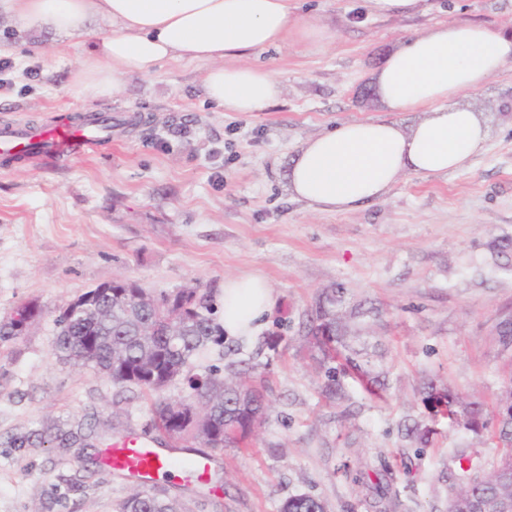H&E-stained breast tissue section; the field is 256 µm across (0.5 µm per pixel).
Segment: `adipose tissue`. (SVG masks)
I'll return each mask as SVG.
<instances>
[{
    "mask_svg": "<svg viewBox=\"0 0 512 512\" xmlns=\"http://www.w3.org/2000/svg\"><path fill=\"white\" fill-rule=\"evenodd\" d=\"M108 25L73 75L71 94L116 97L128 78L169 61L205 63L206 98L227 112H259L284 86L244 54L295 38L319 50L330 39L318 15L295 17L291 0H0V18L25 33L77 37L92 18ZM512 64V28L448 22L408 38L385 58L376 91L394 112H423L410 127L346 122L308 138L292 161L288 188L319 212H349L382 199L408 173L466 169L488 132L477 112L456 105ZM273 301L258 277L224 282V331L251 333Z\"/></svg>",
    "mask_w": 512,
    "mask_h": 512,
    "instance_id": "obj_1",
    "label": "adipose tissue"
}]
</instances>
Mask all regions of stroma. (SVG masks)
Listing matches in <instances>:
<instances>
[{"mask_svg": "<svg viewBox=\"0 0 512 512\" xmlns=\"http://www.w3.org/2000/svg\"><path fill=\"white\" fill-rule=\"evenodd\" d=\"M320 15L332 40L320 51L286 41L247 62L285 86L264 111L226 112L206 100V64L170 61L127 80L112 99L124 121L111 144L50 167L0 160V319L26 301L43 309L18 340L0 343V512H120L136 482L86 474L97 448L129 431L155 434L151 401L54 351L59 310L93 286L134 280L151 291L195 286L224 320V280L262 276L273 303L257 331L228 337L197 359L225 369L252 359L270 408L246 445L216 453L210 474L175 471L152 490L181 512H279L290 496L327 512H373L362 486L389 469L397 512H448L465 467L486 471L507 448L496 424L512 381V65L458 105L488 129L470 166L445 176L409 173L377 201L346 213L296 200L287 172L303 142L366 119L408 126L416 112L368 98L387 53L448 21L512 25V0H419L379 16L364 0H294ZM33 37L0 24V127L39 126L95 112L68 91L103 30ZM356 334L358 363L384 372L382 397L352 374L344 399L322 393L323 357L304 338L320 302ZM434 387L476 404L473 431L431 410ZM49 422L88 433L30 443Z\"/></svg>", "mask_w": 512, "mask_h": 512, "instance_id": "obj_1", "label": "stroma"}]
</instances>
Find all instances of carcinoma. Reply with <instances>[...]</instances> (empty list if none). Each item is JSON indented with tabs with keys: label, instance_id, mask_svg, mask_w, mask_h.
Returning a JSON list of instances; mask_svg holds the SVG:
<instances>
[{
	"label": "carcinoma",
	"instance_id": "carcinoma-1",
	"mask_svg": "<svg viewBox=\"0 0 512 512\" xmlns=\"http://www.w3.org/2000/svg\"><path fill=\"white\" fill-rule=\"evenodd\" d=\"M135 292L116 281L112 299H103L108 304L105 310L75 315L60 310L55 353L74 366L97 371L121 388L158 391L183 377L188 395L152 407L159 435L171 440L191 437L219 451L244 443L266 420L262 389L243 379L245 370L233 364L227 365L223 375L216 368L187 374L208 345L224 339L208 296L196 288H184L176 302L167 292L135 301ZM318 320L307 332L308 342L333 360L341 356L336 342L344 339L342 325L327 310ZM368 491L380 512H395L390 483H376ZM495 501H512V448L490 471L473 473L452 494L448 512H490L489 504ZM122 508L123 512H178L175 501L143 488L135 490ZM280 512H326V507L316 497L298 494L288 497Z\"/></svg>",
	"mask_w": 512,
	"mask_h": 512
}]
</instances>
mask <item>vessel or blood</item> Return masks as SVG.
Here are the masks:
<instances>
[{
	"label": "vessel or blood",
	"mask_w": 512,
	"mask_h": 512,
	"mask_svg": "<svg viewBox=\"0 0 512 512\" xmlns=\"http://www.w3.org/2000/svg\"><path fill=\"white\" fill-rule=\"evenodd\" d=\"M112 137V111L97 112L91 121L60 120L37 128H0V156L29 157L40 165H53L95 151ZM109 469L151 482L169 466L168 457L153 438L135 434L112 443L105 455Z\"/></svg>",
	"instance_id": "vessel-or-blood-1"
}]
</instances>
